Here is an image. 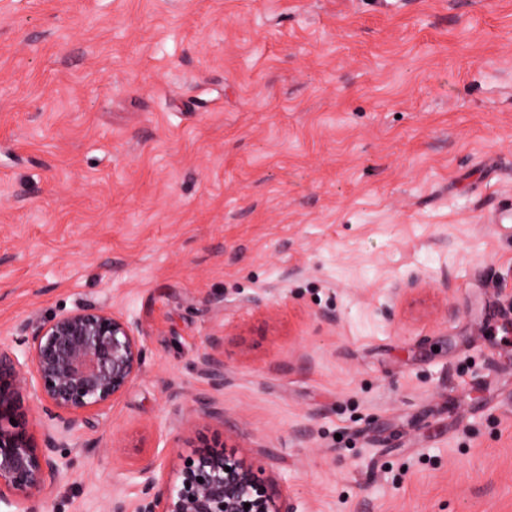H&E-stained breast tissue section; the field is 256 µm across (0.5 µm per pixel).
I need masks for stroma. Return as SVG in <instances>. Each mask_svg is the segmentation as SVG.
<instances>
[{"label":"stroma","instance_id":"stroma-1","mask_svg":"<svg viewBox=\"0 0 512 512\" xmlns=\"http://www.w3.org/2000/svg\"><path fill=\"white\" fill-rule=\"evenodd\" d=\"M83 307L144 369L38 512L197 434L296 512H512V0H0V349Z\"/></svg>","mask_w":512,"mask_h":512}]
</instances>
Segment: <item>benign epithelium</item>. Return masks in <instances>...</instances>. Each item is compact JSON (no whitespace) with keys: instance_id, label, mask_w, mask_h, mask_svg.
Masks as SVG:
<instances>
[{"instance_id":"benign-epithelium-1","label":"benign epithelium","mask_w":512,"mask_h":512,"mask_svg":"<svg viewBox=\"0 0 512 512\" xmlns=\"http://www.w3.org/2000/svg\"><path fill=\"white\" fill-rule=\"evenodd\" d=\"M21 355L0 350V505L47 497L70 467L65 438L85 414L118 399L141 375L143 337L104 309H78L34 327L18 338ZM206 377L224 380V360L212 352L197 362ZM39 390L37 413L45 419L42 441L29 432L22 393L31 380ZM198 449L178 481L164 478L153 458L132 471L136 497L113 496L106 512H293L262 483L252 466L224 455L215 440L187 441ZM250 504L244 508V504Z\"/></svg>"}]
</instances>
